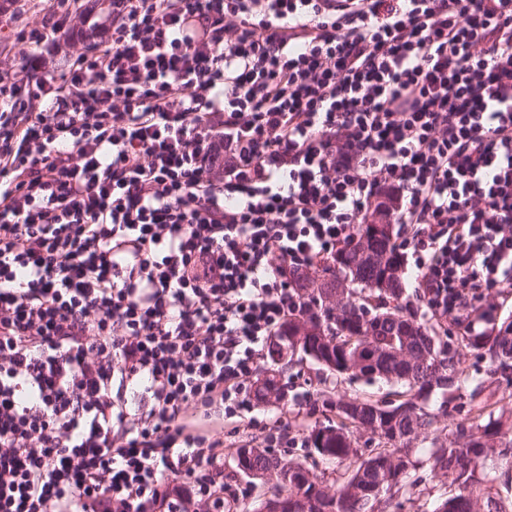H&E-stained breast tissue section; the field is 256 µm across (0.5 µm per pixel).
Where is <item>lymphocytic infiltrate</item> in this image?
Here are the masks:
<instances>
[{"mask_svg": "<svg viewBox=\"0 0 512 512\" xmlns=\"http://www.w3.org/2000/svg\"><path fill=\"white\" fill-rule=\"evenodd\" d=\"M6 20L0 512H224L294 279L380 213L424 296L512 282V0H80ZM67 65L57 71L55 58Z\"/></svg>", "mask_w": 512, "mask_h": 512, "instance_id": "obj_1", "label": "lymphocytic infiltrate"}]
</instances>
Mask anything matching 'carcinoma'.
I'll list each match as a JSON object with an SVG mask.
<instances>
[{
  "instance_id": "carcinoma-1",
  "label": "carcinoma",
  "mask_w": 512,
  "mask_h": 512,
  "mask_svg": "<svg viewBox=\"0 0 512 512\" xmlns=\"http://www.w3.org/2000/svg\"><path fill=\"white\" fill-rule=\"evenodd\" d=\"M396 236L391 224H359L314 277L295 281L300 297L319 307L323 326L312 324L311 312L306 310L288 316L280 330L283 345L292 349L286 365L292 367L306 359L336 375L354 366L368 381L394 380L405 391L396 405L363 398L352 410L340 406L341 400L330 393H322V406L336 409L338 421L312 429L306 442L325 459L349 462L350 470L330 492L310 482L308 469L299 467L290 483L277 490L288 495V512H362L371 501H381L388 509L401 507L392 500L405 488L403 479L414 466L409 444L420 436L432 438L426 449L432 469L449 468L461 458L468 465L455 472L459 493L444 499L437 512H475L480 499L486 512H502L486 486L485 464L489 449L511 458L512 439L498 443L501 420L482 417L484 388L477 387L469 394L477 415L456 424V431L468 432L461 446L436 445L438 415L425 410L421 402L435 389L448 405L461 398L463 348L488 359L494 382L512 388V322L485 320L478 302L473 322L457 324V335L442 329L434 317L405 296L400 276L404 255ZM334 293L346 295L339 308L325 304ZM351 424L380 437L366 460H359L352 447ZM248 452V468L253 470L275 468L280 460L270 448L252 446Z\"/></svg>"
}]
</instances>
